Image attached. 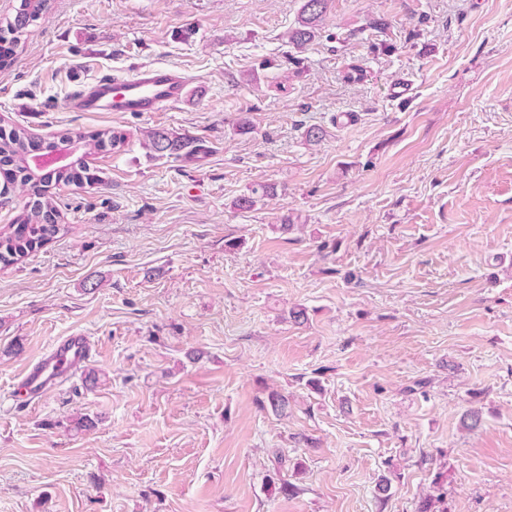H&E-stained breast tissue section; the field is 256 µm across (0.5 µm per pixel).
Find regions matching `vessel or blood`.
Segmentation results:
<instances>
[{
  "label": "vessel or blood",
  "mask_w": 512,
  "mask_h": 512,
  "mask_svg": "<svg viewBox=\"0 0 512 512\" xmlns=\"http://www.w3.org/2000/svg\"><path fill=\"white\" fill-rule=\"evenodd\" d=\"M188 88L189 80L180 70L165 64L140 63L122 77L105 73L92 78L60 107L69 112H167L184 102ZM91 355L88 336L73 333L59 338L47 355L25 370L17 394L28 401L43 397L76 374Z\"/></svg>",
  "instance_id": "obj_1"
}]
</instances>
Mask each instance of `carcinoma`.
Masks as SVG:
<instances>
[{
  "mask_svg": "<svg viewBox=\"0 0 512 512\" xmlns=\"http://www.w3.org/2000/svg\"><path fill=\"white\" fill-rule=\"evenodd\" d=\"M330 0H304L294 27L288 31V41L300 48L320 36L324 16L329 9ZM50 9V0H20L13 18L7 20L10 30L21 38L25 30L38 21ZM77 138L83 141L85 154L110 153L124 145L126 135L110 127L99 129L90 135L82 132H70L62 136L67 140ZM32 140L29 130L22 125L0 126V167L10 168L7 172L9 183H18L29 187L30 200L14 223L0 231V268L13 266L52 241L64 230L61 223V210L58 197L51 188L69 186L77 183L101 181L97 171H81L76 166L52 169L41 180L45 189L38 190L32 181L30 172L21 165ZM147 146L159 157L170 156L186 147L178 137L165 131L153 130L147 135ZM270 193V187L259 185L250 190V194L236 199L239 210L253 208L259 199Z\"/></svg>",
  "mask_w": 512,
  "mask_h": 512,
  "instance_id": "carcinoma-1",
  "label": "carcinoma"
}]
</instances>
